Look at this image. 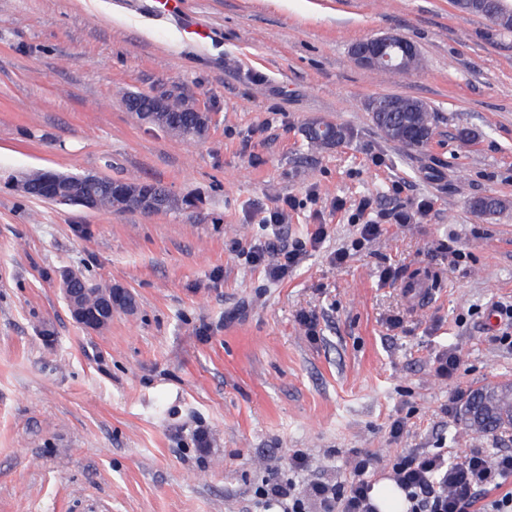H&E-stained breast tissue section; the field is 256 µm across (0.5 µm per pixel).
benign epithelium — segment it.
I'll use <instances>...</instances> for the list:
<instances>
[{
	"mask_svg": "<svg viewBox=\"0 0 512 512\" xmlns=\"http://www.w3.org/2000/svg\"><path fill=\"white\" fill-rule=\"evenodd\" d=\"M455 6L464 13L478 12L490 20L494 25H511L512 12L506 13L493 9L485 4V0H458ZM392 47L401 49L402 62L412 64L418 58L416 47L408 40L398 35H384L376 38L360 40L353 44L351 54L362 66L368 68H382L390 66L388 50ZM168 100L165 97L151 96L150 107L143 110L141 121L151 123V114L168 111ZM404 105L400 96H385L373 100L370 108L380 110L385 108L389 112H398ZM107 178L98 175H81L76 179L49 170L44 179L45 193L62 206L79 205L92 211H105L104 206L95 188ZM106 192L111 195L113 208L133 205L146 214H153L173 209L177 201L166 192L153 195L140 189L129 188L124 183L112 182ZM81 281V274L67 270L62 274L65 299L72 318L80 325L90 330L104 328L112 318V310H129L133 307L132 296L123 288L114 286L103 292L87 298L84 289L75 288L73 284Z\"/></svg>",
	"mask_w": 512,
	"mask_h": 512,
	"instance_id": "1",
	"label": "benign epithelium"
}]
</instances>
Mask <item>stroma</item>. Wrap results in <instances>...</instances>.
<instances>
[{
    "label": "stroma",
    "instance_id": "35a3bbf8",
    "mask_svg": "<svg viewBox=\"0 0 512 512\" xmlns=\"http://www.w3.org/2000/svg\"><path fill=\"white\" fill-rule=\"evenodd\" d=\"M149 4L0 0V512H263L265 465L297 449L313 461L301 485L343 479L354 448L512 452V429L444 412L455 388L512 384L495 315L512 304V32L452 0H179L199 42ZM386 33L416 46L417 69L354 60ZM130 93L189 101L206 134L141 125ZM381 95L434 109L425 149L373 124ZM314 122L352 136L311 147ZM38 169L140 178L182 204L55 207L11 185ZM485 195L502 209L476 213ZM279 207L285 243L320 224L327 237L274 282L237 250L271 236ZM366 224L380 234L362 240ZM66 270L125 288L133 308L79 325ZM449 349L454 385L433 365Z\"/></svg>",
    "mask_w": 512,
    "mask_h": 512
}]
</instances>
